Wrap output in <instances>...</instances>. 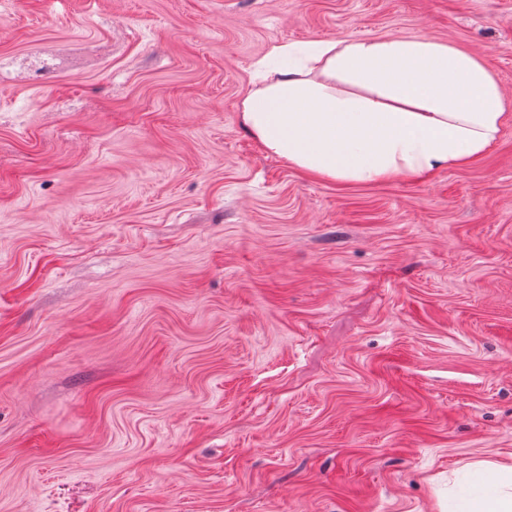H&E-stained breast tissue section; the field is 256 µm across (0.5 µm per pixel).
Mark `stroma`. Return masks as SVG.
<instances>
[{
  "label": "stroma",
  "instance_id": "stroma-1",
  "mask_svg": "<svg viewBox=\"0 0 512 512\" xmlns=\"http://www.w3.org/2000/svg\"><path fill=\"white\" fill-rule=\"evenodd\" d=\"M422 35L508 101L473 163L313 178L272 46ZM0 512H456L512 460V0H0ZM43 56H47V58H43ZM34 57L38 59V63L30 70V73L39 82L50 80L63 63V56L57 53H35Z\"/></svg>",
  "mask_w": 512,
  "mask_h": 512
}]
</instances>
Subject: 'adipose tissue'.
<instances>
[{"instance_id":"adipose-tissue-1","label":"adipose tissue","mask_w":512,"mask_h":512,"mask_svg":"<svg viewBox=\"0 0 512 512\" xmlns=\"http://www.w3.org/2000/svg\"><path fill=\"white\" fill-rule=\"evenodd\" d=\"M238 107L267 155L345 183L416 180L483 156L501 137L505 92L472 50L424 36L273 46ZM459 512H512V462Z\"/></svg>"}]
</instances>
